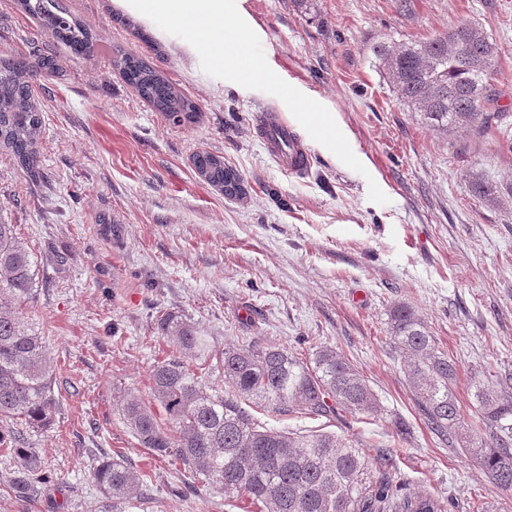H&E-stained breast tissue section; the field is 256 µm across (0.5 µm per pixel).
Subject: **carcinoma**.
<instances>
[{
    "label": "carcinoma",
    "instance_id": "obj_1",
    "mask_svg": "<svg viewBox=\"0 0 512 512\" xmlns=\"http://www.w3.org/2000/svg\"><path fill=\"white\" fill-rule=\"evenodd\" d=\"M48 35L73 53H90L94 38L60 0H18ZM459 40L450 32L373 48L377 69L396 98L428 129L452 136H480L506 115L500 95L489 83L498 46L485 28L468 24ZM113 65L138 96L174 125L193 122L197 104L141 56L119 50ZM55 68L0 58V146L34 173L41 135L39 108L32 91L33 72ZM193 166L200 178L224 190L242 176L224 157L199 151ZM471 195L500 206L512 195L479 177L468 181ZM33 256L13 224L0 222V419L32 432L52 428L58 411L46 337L19 317L33 295ZM157 328L172 352L150 375V394L167 416L163 427L154 407L130 395L119 403L123 420L140 446L157 457L179 461L193 478L224 487L229 499L244 497L259 512H443L433 496L402 495L383 469L382 454L370 459L361 449L327 432L296 434L260 425L245 408L294 411L327 417L343 408L378 412V400L364 375L339 351L319 346L308 362L285 348H265L251 339L215 355L224 388L210 385L208 371L191 363L205 357L207 343L194 327L159 311ZM391 346L405 359L404 374L418 410L430 427L456 435L462 450L480 458L494 483L512 490V393L486 374L471 383L479 411L476 428L465 427L453 393L456 363L439 350L424 319L411 307L395 304L388 315ZM0 452L14 465L12 492L34 500L58 483L35 448H21L11 432L0 430ZM102 494L100 512H123L132 492L146 483L122 454L106 455L89 469Z\"/></svg>",
    "mask_w": 512,
    "mask_h": 512
}]
</instances>
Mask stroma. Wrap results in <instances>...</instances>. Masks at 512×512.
Instances as JSON below:
<instances>
[{
  "instance_id": "1",
  "label": "stroma",
  "mask_w": 512,
  "mask_h": 512,
  "mask_svg": "<svg viewBox=\"0 0 512 512\" xmlns=\"http://www.w3.org/2000/svg\"><path fill=\"white\" fill-rule=\"evenodd\" d=\"M63 2L94 34L93 53H72L16 0H0V56L58 63L32 81L42 120L35 173L0 148V222L16 225L34 254V297L20 316L48 338L59 397L54 426L25 435L58 485L22 506L0 462V512H90L101 494L89 464L102 451L152 477L127 512H250L218 485L185 486L182 465L142 448L117 410L121 395H148L152 366L169 354L162 310L219 350L243 336L305 361L315 346L337 348L367 379L377 415L271 409L260 422L332 432L371 457L389 450L404 493L434 496L446 512H512V491L460 441L431 432L388 342L390 308L411 306L457 364L466 424L479 417L474 376L491 373L512 392V202L493 207L467 187L474 174L512 183V145L495 129H427L372 53L382 41L482 24L499 48L490 82L512 128V0H236L273 71L335 116L360 173L302 129L311 162L285 171L252 135L256 112L291 120L280 99L209 76L188 42L116 0ZM119 49L147 58L193 99L196 122L172 125L138 98L113 66ZM202 150L239 171L244 198L198 177L191 158ZM372 180L387 204L369 200Z\"/></svg>"
}]
</instances>
